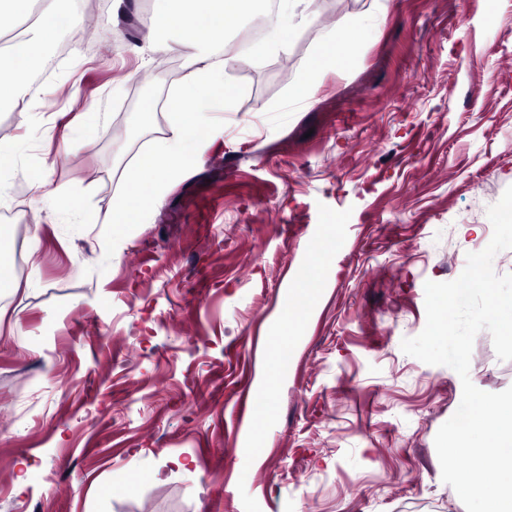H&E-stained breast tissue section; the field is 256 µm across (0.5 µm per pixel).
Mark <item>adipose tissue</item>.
Masks as SVG:
<instances>
[{"instance_id":"ef3b65f1","label":"adipose tissue","mask_w":512,"mask_h":512,"mask_svg":"<svg viewBox=\"0 0 512 512\" xmlns=\"http://www.w3.org/2000/svg\"><path fill=\"white\" fill-rule=\"evenodd\" d=\"M78 0H63L48 5L39 18H32L34 0H0V12L26 20L21 45L0 47V103H19L28 94L27 76L31 67L45 64L47 48L55 39L58 27H66L71 36H79L82 15ZM256 0H152V23L181 31L182 40L172 50L187 60L186 73L179 95L168 97L163 108L169 114L170 135L156 138L150 149L125 172V189L120 202L103 221L112 227V239H126V226L155 203L160 181L178 176L197 157L203 142L214 132L209 115L227 110L237 96V88L227 78L230 65L239 63L230 47V22L235 15L252 11ZM314 0H281L277 12L269 15L270 43L276 48L290 45L306 9ZM204 33L211 48L199 51L192 39ZM358 38L352 25L342 26L327 35L310 61L302 81L295 88L297 100L311 102L325 63L349 66L355 56ZM196 103L192 112L184 111L183 99Z\"/></svg>"}]
</instances>
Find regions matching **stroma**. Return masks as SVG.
I'll return each mask as SVG.
<instances>
[{
    "instance_id": "1",
    "label": "stroma",
    "mask_w": 512,
    "mask_h": 512,
    "mask_svg": "<svg viewBox=\"0 0 512 512\" xmlns=\"http://www.w3.org/2000/svg\"><path fill=\"white\" fill-rule=\"evenodd\" d=\"M339 2L313 5L288 49L260 38L229 69L223 134L119 248L102 218L170 124L155 112L123 144L114 129L136 84L159 101L178 90L185 69L161 48L178 32L151 29L146 0L117 15L83 0L93 28L59 33L71 49L35 72V105L0 106V138L25 145L0 163L17 217L0 264H25L0 292V512H466L434 445L461 380L401 341L425 326V283L488 245L487 209L512 186V0ZM348 16L364 23L353 63L295 104ZM39 175L54 197H35ZM65 199L82 223L62 222ZM329 235L324 288L281 360V312ZM469 375L512 387L488 331Z\"/></svg>"
}]
</instances>
